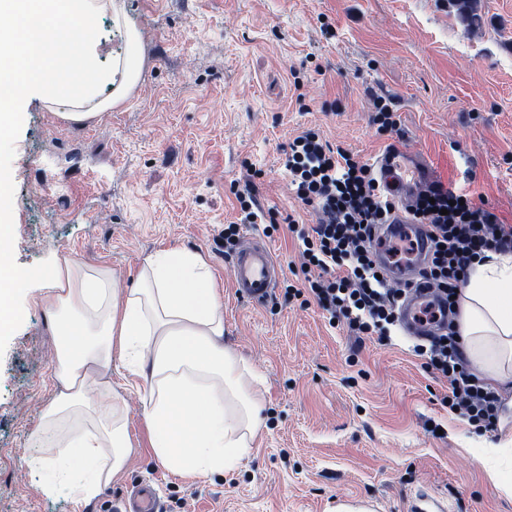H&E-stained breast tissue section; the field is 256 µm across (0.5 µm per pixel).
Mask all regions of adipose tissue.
<instances>
[{"label": "adipose tissue", "mask_w": 512, "mask_h": 512, "mask_svg": "<svg viewBox=\"0 0 512 512\" xmlns=\"http://www.w3.org/2000/svg\"><path fill=\"white\" fill-rule=\"evenodd\" d=\"M121 0H0V139L9 135L15 100L2 89L24 84L39 102L68 105L81 125L123 101L137 86L143 52L135 30L112 70L89 38ZM83 32L79 49L71 36ZM112 86L110 97L100 90ZM11 226L0 222V340L11 336L14 299L26 289L10 259ZM60 347L56 390L43 412L55 453L39 492L65 489L76 505L95 498L129 459L126 404L112 387V354L143 393L154 456L180 474L208 475L245 457L262 423L252 376L224 345V311L211 266L180 248L145 258L134 287L118 289L109 267L57 258L40 286ZM457 331L471 369L512 410V252L475 262L459 291ZM493 485L512 495V432L480 449Z\"/></svg>", "instance_id": "adipose-tissue-1"}]
</instances>
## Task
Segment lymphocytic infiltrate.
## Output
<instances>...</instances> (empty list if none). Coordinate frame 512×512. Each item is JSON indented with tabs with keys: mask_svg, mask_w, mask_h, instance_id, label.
Here are the masks:
<instances>
[{
	"mask_svg": "<svg viewBox=\"0 0 512 512\" xmlns=\"http://www.w3.org/2000/svg\"><path fill=\"white\" fill-rule=\"evenodd\" d=\"M284 167L296 198L319 214L310 231L297 234L304 292L330 317L342 318L353 335L386 336L408 293L381 277L373 250L375 234L396 207L394 199L369 164L315 132L289 142ZM410 215L412 223L428 226L434 243L420 277L448 307H455L474 260L488 251L512 252V224L476 202L473 193L443 182L420 193ZM412 350L447 384L444 402L451 413L478 428L496 426L501 400L469 372L457 331L439 333Z\"/></svg>",
	"mask_w": 512,
	"mask_h": 512,
	"instance_id": "1",
	"label": "lymphocytic infiltrate"
}]
</instances>
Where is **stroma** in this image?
Here are the masks:
<instances>
[{
  "mask_svg": "<svg viewBox=\"0 0 512 512\" xmlns=\"http://www.w3.org/2000/svg\"><path fill=\"white\" fill-rule=\"evenodd\" d=\"M125 23L98 22L101 65L138 32L141 80L89 124L18 91L19 118L0 143L11 177V262L28 280L18 321L0 341V512H108L151 484L166 512H333L359 500L411 512L420 493L444 512H512L477 448L497 439L450 413L448 393L403 329L356 341L313 298L296 232L317 221L295 199L288 144L312 130L371 163L395 149L423 184L474 193L512 224V0H124ZM390 98L398 127L374 121ZM249 191L269 224L246 222ZM240 226L225 240L224 226ZM264 240L282 269L253 304L231 286L240 238ZM185 248L214 271L224 344L256 375L265 424L233 469L182 475L156 460L138 387L112 377L126 402L127 471L88 505L42 494L41 413L52 398L58 337L34 300L59 256L107 265L130 287L144 258Z\"/></svg>",
  "mask_w": 512,
  "mask_h": 512,
  "instance_id": "1",
  "label": "stroma"
}]
</instances>
